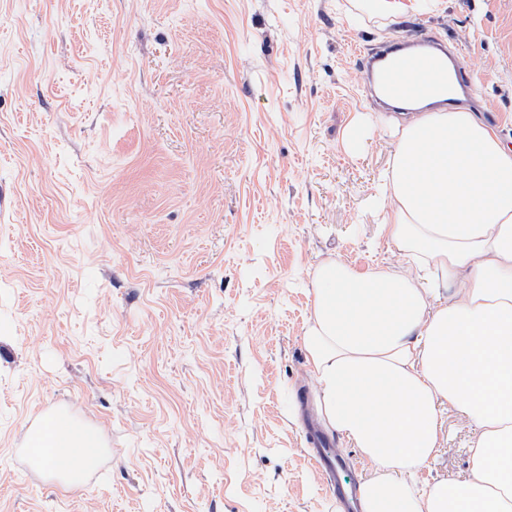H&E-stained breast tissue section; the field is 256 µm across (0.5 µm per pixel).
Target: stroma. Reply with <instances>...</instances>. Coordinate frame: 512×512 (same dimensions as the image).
Instances as JSON below:
<instances>
[{
	"label": "stroma",
	"mask_w": 512,
	"mask_h": 512,
	"mask_svg": "<svg viewBox=\"0 0 512 512\" xmlns=\"http://www.w3.org/2000/svg\"><path fill=\"white\" fill-rule=\"evenodd\" d=\"M422 33L512 144V0H0V512H337L294 413L309 272L397 262L362 58ZM60 408L105 444L76 487L25 455ZM469 434L447 411L422 479ZM373 1L375 11L385 17L409 19L416 11L417 4L411 0H368Z\"/></svg>",
	"instance_id": "stroma-1"
}]
</instances>
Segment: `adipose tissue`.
Returning <instances> with one entry per match:
<instances>
[{"label":"adipose tissue","mask_w":512,"mask_h":512,"mask_svg":"<svg viewBox=\"0 0 512 512\" xmlns=\"http://www.w3.org/2000/svg\"><path fill=\"white\" fill-rule=\"evenodd\" d=\"M384 129L373 206L397 263L311 270L302 341L318 420L369 465L361 512H512V147L464 109L394 113ZM451 408L471 431V474L418 488ZM28 448L77 485L104 443L54 415Z\"/></svg>","instance_id":"ef3b65f1"}]
</instances>
